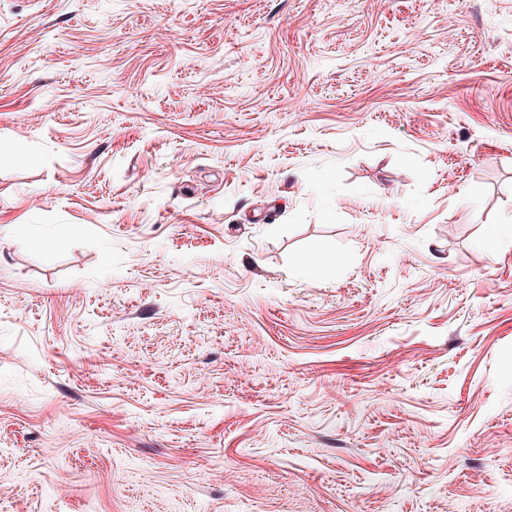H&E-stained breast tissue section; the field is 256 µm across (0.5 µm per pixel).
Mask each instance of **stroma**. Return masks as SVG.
Returning <instances> with one entry per match:
<instances>
[{
    "label": "stroma",
    "instance_id": "1",
    "mask_svg": "<svg viewBox=\"0 0 512 512\" xmlns=\"http://www.w3.org/2000/svg\"><path fill=\"white\" fill-rule=\"evenodd\" d=\"M480 495L512 0H0V512Z\"/></svg>",
    "mask_w": 512,
    "mask_h": 512
}]
</instances>
